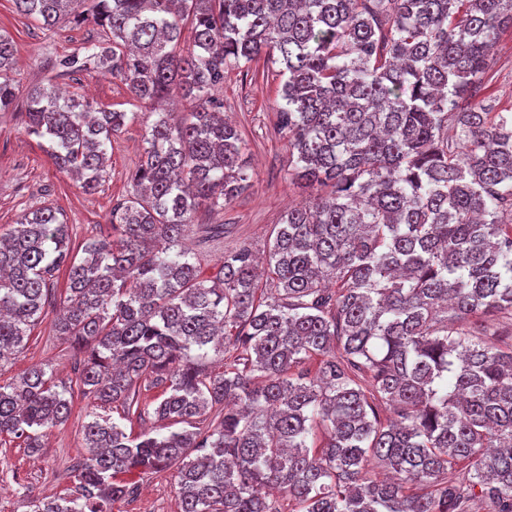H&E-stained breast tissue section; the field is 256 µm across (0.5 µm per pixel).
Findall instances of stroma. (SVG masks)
I'll list each match as a JSON object with an SVG mask.
<instances>
[{"label":"stroma","instance_id":"1","mask_svg":"<svg viewBox=\"0 0 512 512\" xmlns=\"http://www.w3.org/2000/svg\"><path fill=\"white\" fill-rule=\"evenodd\" d=\"M6 4L0 0V34L16 45L10 76L18 100H25L33 85L53 79L71 95L98 106L141 111L140 102L118 91L107 69L60 75V57L99 39L101 29L94 22L49 30L11 13ZM482 94L496 109L512 110L511 29L500 35L492 51ZM278 99L275 81H254L238 69L224 74V113L245 137L253 186L223 211L200 210L186 228L184 242L198 257L204 275L214 272L225 251L246 245L263 254L273 225L289 205L310 197V189L292 182L288 174L285 141L275 131ZM24 120L21 111L0 112V231L13 226L22 213L50 205L72 230L71 249L89 239L111 238L112 209L129 195L130 176L143 153V125L128 124L113 136L109 176L98 193L87 195L76 179L55 167L38 139L26 133ZM212 224L223 225V235L207 237L205 229ZM44 363L64 381L78 375L83 365L82 354L55 335L49 318L32 329L18 358L0 365V383ZM92 409V399L82 398L69 419L49 430L43 448L34 452L19 447L17 440L0 437V512H28L29 499L62 494L72 487L75 470L86 456L82 425ZM112 512H179L173 472L137 478L132 495L115 501Z\"/></svg>","mask_w":512,"mask_h":512}]
</instances>
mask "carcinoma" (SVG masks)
Instances as JSON below:
<instances>
[{"label":"carcinoma","instance_id":"1","mask_svg":"<svg viewBox=\"0 0 512 512\" xmlns=\"http://www.w3.org/2000/svg\"><path fill=\"white\" fill-rule=\"evenodd\" d=\"M81 2L13 5L52 29L85 21ZM91 4L102 39L59 67L111 68L146 111L40 84L26 129L88 194L126 124L145 125L147 147L115 239L77 259L49 206L0 233V364L62 267L54 329L86 354L69 384L44 366L0 383V436L42 447L76 392L186 428L133 436L89 413L75 487L29 512H112L127 477L173 467L180 512H512V332L497 326L512 315V113L476 100L512 0ZM14 53L0 34V112L17 98ZM229 69L280 79L278 130L314 196L273 226L264 264L240 247L203 278L184 227L250 179L216 96ZM176 92L189 111L167 110ZM374 463L392 476L370 477Z\"/></svg>","mask_w":512,"mask_h":512}]
</instances>
